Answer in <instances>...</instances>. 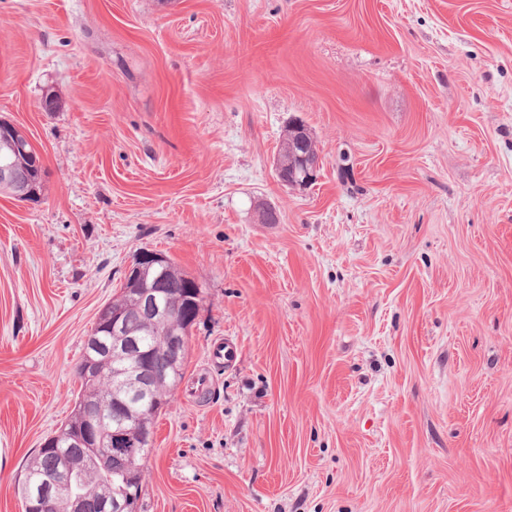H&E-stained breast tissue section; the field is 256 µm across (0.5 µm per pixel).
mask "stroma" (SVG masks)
I'll use <instances>...</instances> for the list:
<instances>
[{
    "mask_svg": "<svg viewBox=\"0 0 512 512\" xmlns=\"http://www.w3.org/2000/svg\"><path fill=\"white\" fill-rule=\"evenodd\" d=\"M0 118V512L143 249L203 301L138 512H512V0H0ZM0 138L5 141L3 152L9 157L0 159V193H12L19 201H35L40 193L39 179L44 175L40 153L28 135L14 124L0 120ZM12 190V191H11ZM290 133L286 139L288 155L282 162L276 163V176L279 182L293 189H306L318 178L320 170L319 154L310 149L312 140L308 128L304 124H295L289 127Z\"/></svg>",
    "mask_w": 512,
    "mask_h": 512,
    "instance_id": "stroma-1",
    "label": "stroma"
}]
</instances>
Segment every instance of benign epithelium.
I'll return each mask as SVG.
<instances>
[{"label": "benign epithelium", "instance_id": "7a95c632", "mask_svg": "<svg viewBox=\"0 0 512 512\" xmlns=\"http://www.w3.org/2000/svg\"><path fill=\"white\" fill-rule=\"evenodd\" d=\"M0 139L9 149V157L0 159V186H7L20 201L39 197L37 183L44 175L40 153L28 135L14 124L0 120ZM312 140L303 124L289 127L288 160L277 161L279 182L293 189H306L318 178L319 154L310 149ZM171 259L164 253L144 249L128 268L124 291L136 303L137 322L148 328L156 323L168 324L158 350L143 347L128 329L126 312L121 307L101 309L96 317L97 332L108 337L88 338L92 354L85 357L82 374L89 376L102 359H118L123 368L112 373V389L105 398L82 409L81 426L65 437V444L78 443L87 449L82 465L99 469L112 461L113 448L134 450L151 442L152 421L149 411L163 408L169 397L156 396L159 373L153 369L157 354H164L173 368L185 363V332L199 309L172 306L164 297L162 286ZM78 470L67 464L64 470L44 480L38 492L29 499L27 512H80V495L76 490ZM134 493L119 499L105 494L99 502L100 512H127L132 508Z\"/></svg>", "mask_w": 512, "mask_h": 512}]
</instances>
